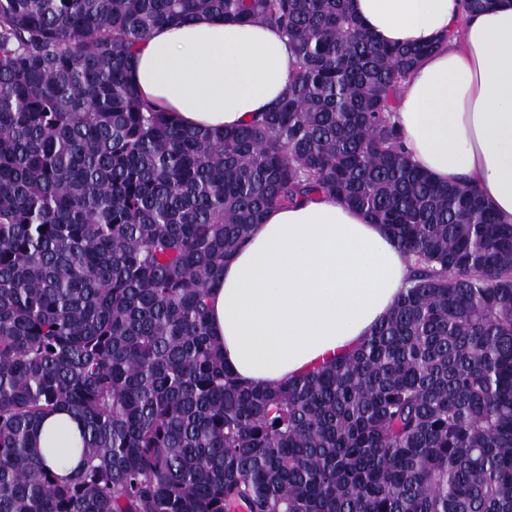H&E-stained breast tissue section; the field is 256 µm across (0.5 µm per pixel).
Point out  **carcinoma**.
Listing matches in <instances>:
<instances>
[{
    "instance_id": "cac0c4a2",
    "label": "carcinoma",
    "mask_w": 512,
    "mask_h": 512,
    "mask_svg": "<svg viewBox=\"0 0 512 512\" xmlns=\"http://www.w3.org/2000/svg\"><path fill=\"white\" fill-rule=\"evenodd\" d=\"M351 0H0V512H512V224L409 160L399 91L439 47ZM208 14L288 38V89L187 129L135 51ZM326 193L411 265L370 336L278 385L224 366L209 291L272 207ZM81 426L66 482L42 420Z\"/></svg>"
}]
</instances>
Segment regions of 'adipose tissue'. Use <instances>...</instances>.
<instances>
[{
	"mask_svg": "<svg viewBox=\"0 0 512 512\" xmlns=\"http://www.w3.org/2000/svg\"><path fill=\"white\" fill-rule=\"evenodd\" d=\"M388 45L437 43L411 72L394 120L421 170L474 186L512 223V0L465 12L461 0H351ZM461 29L460 40L448 32ZM294 58L274 29L200 16L154 31L137 50L140 95L181 125L236 127L285 92ZM410 266L382 225L333 197L266 212L211 290L209 323L224 364L275 385L369 336L395 305ZM40 445L58 477L80 465L78 424L46 417Z\"/></svg>",
	"mask_w": 512,
	"mask_h": 512,
	"instance_id": "ef3b65f1",
	"label": "adipose tissue"
}]
</instances>
